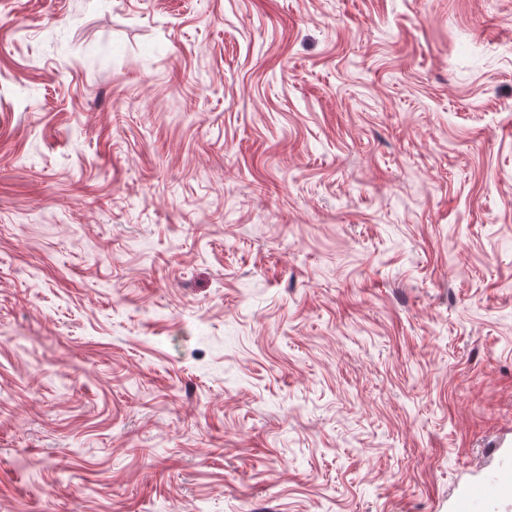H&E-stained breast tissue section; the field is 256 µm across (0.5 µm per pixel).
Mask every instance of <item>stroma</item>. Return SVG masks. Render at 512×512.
Listing matches in <instances>:
<instances>
[{"label": "stroma", "mask_w": 512, "mask_h": 512, "mask_svg": "<svg viewBox=\"0 0 512 512\" xmlns=\"http://www.w3.org/2000/svg\"><path fill=\"white\" fill-rule=\"evenodd\" d=\"M512 457V0H0V512H453Z\"/></svg>", "instance_id": "35a3bbf8"}]
</instances>
